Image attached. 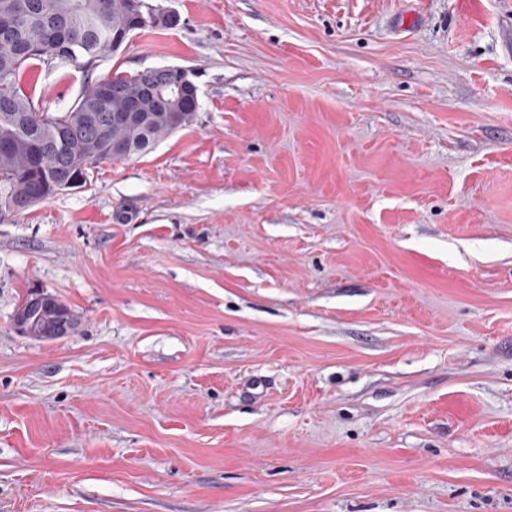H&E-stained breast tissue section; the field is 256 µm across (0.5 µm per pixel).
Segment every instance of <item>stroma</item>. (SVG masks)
Masks as SVG:
<instances>
[{
    "label": "stroma",
    "mask_w": 512,
    "mask_h": 512,
    "mask_svg": "<svg viewBox=\"0 0 512 512\" xmlns=\"http://www.w3.org/2000/svg\"><path fill=\"white\" fill-rule=\"evenodd\" d=\"M161 2L193 125L0 223V512H512V0ZM30 291L27 293L26 297L20 302L17 307L15 318L19 314H23L27 311L29 306L30 299L32 297ZM53 300L47 296L43 291L34 290L33 297L31 299V306L34 311H40L30 314L29 324L22 318H17L15 320L16 326L19 332L23 335L28 333V325L30 327V334L27 336L31 339L43 341L39 336H43L46 340L60 338L62 336H66L69 331H71L75 324L78 323L79 316L69 308L64 303L55 299L53 304ZM50 305V306H49ZM44 306H48L43 308ZM65 332L61 334V336H54L56 333H50V336H46V334L50 331H60L64 330Z\"/></svg>",
    "instance_id": "stroma-1"
}]
</instances>
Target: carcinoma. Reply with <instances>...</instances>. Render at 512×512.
Returning a JSON list of instances; mask_svg holds the SVG:
<instances>
[{
    "instance_id": "cac0c4a2",
    "label": "carcinoma",
    "mask_w": 512,
    "mask_h": 512,
    "mask_svg": "<svg viewBox=\"0 0 512 512\" xmlns=\"http://www.w3.org/2000/svg\"><path fill=\"white\" fill-rule=\"evenodd\" d=\"M131 0H0V221L59 189L87 184L98 164L147 152L163 137L193 124L198 93L175 89V76L154 68L114 72L90 82L67 109L50 112L23 78L39 67L86 58L101 63L118 54L138 30ZM66 131L64 140L55 129ZM79 316L64 303L30 315L29 338L71 331Z\"/></svg>"
}]
</instances>
